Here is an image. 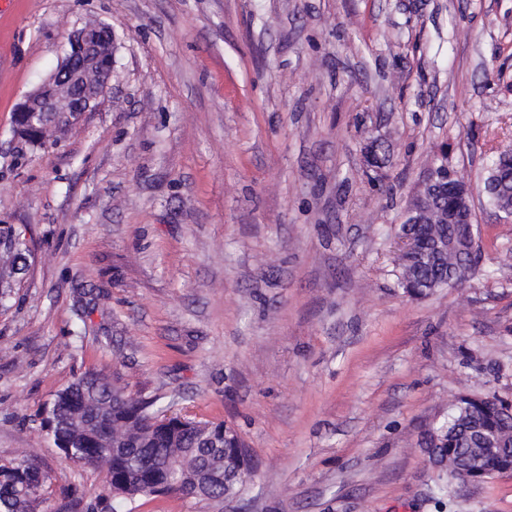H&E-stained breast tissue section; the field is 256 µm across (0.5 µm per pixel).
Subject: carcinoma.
<instances>
[{"label":"carcinoma","instance_id":"carcinoma-1","mask_svg":"<svg viewBox=\"0 0 512 512\" xmlns=\"http://www.w3.org/2000/svg\"><path fill=\"white\" fill-rule=\"evenodd\" d=\"M401 233L448 239V255L436 261H396V279L403 292L422 299L469 280L477 269L478 251L458 224H402ZM0 243L12 259L25 262L31 249L21 231L0 227ZM153 402L126 394L103 372L88 370L57 391L37 414L40 428L53 441L61 458L83 460L82 466L103 469L94 500L74 487L62 491L58 512H120L140 499L168 493L220 500L237 495L243 482L227 478L211 483V474L223 467L224 437L237 434L224 422H208L152 410ZM127 420L140 434L112 450L106 447L112 423ZM491 431L502 447L482 461L485 477L503 475L512 467V416L503 411L496 395H459L448 414L434 422L422 437V446L448 472L444 461L464 462L474 438ZM48 473L41 459L30 456L18 463L0 464V512H42Z\"/></svg>","mask_w":512,"mask_h":512}]
</instances>
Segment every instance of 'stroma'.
<instances>
[{"instance_id": "obj_1", "label": "stroma", "mask_w": 512, "mask_h": 512, "mask_svg": "<svg viewBox=\"0 0 512 512\" xmlns=\"http://www.w3.org/2000/svg\"><path fill=\"white\" fill-rule=\"evenodd\" d=\"M93 21L111 93L16 149L15 104ZM442 147L480 272L414 300L397 231ZM508 148L512 0H0V225L34 253L0 307V463L43 460L47 512L94 498L34 416L96 369L254 463L234 499L132 512H512V476L452 484L419 447L454 396L512 399V222L484 192Z\"/></svg>"}]
</instances>
